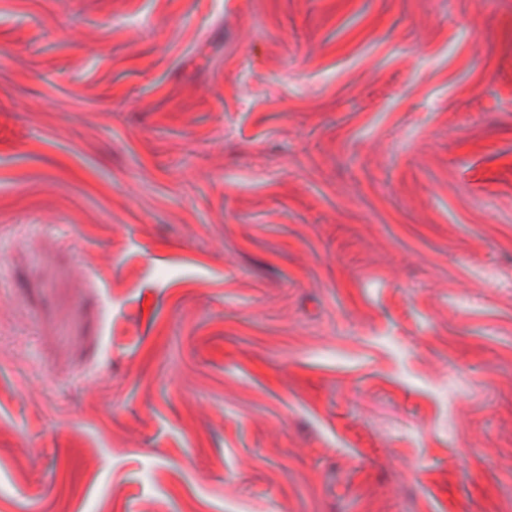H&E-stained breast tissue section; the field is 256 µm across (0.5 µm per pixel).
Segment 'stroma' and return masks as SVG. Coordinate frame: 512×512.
<instances>
[{"label":"stroma","mask_w":512,"mask_h":512,"mask_svg":"<svg viewBox=\"0 0 512 512\" xmlns=\"http://www.w3.org/2000/svg\"><path fill=\"white\" fill-rule=\"evenodd\" d=\"M0 512H512V0H0Z\"/></svg>","instance_id":"1"}]
</instances>
